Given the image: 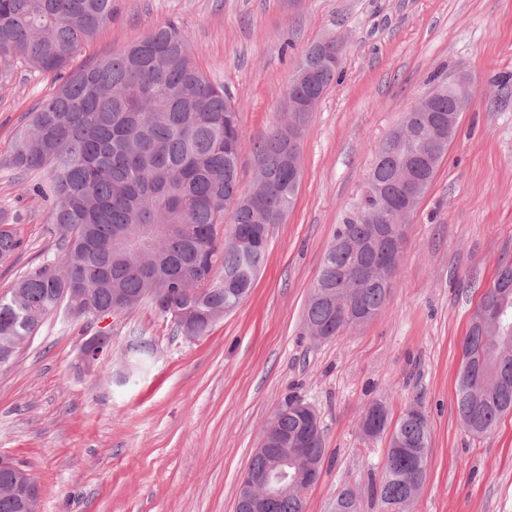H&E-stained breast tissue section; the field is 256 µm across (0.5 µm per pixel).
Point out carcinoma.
Returning <instances> with one entry per match:
<instances>
[{"label":"carcinoma","mask_w":512,"mask_h":512,"mask_svg":"<svg viewBox=\"0 0 512 512\" xmlns=\"http://www.w3.org/2000/svg\"><path fill=\"white\" fill-rule=\"evenodd\" d=\"M114 0H0V62L21 61L61 79L57 90L29 113L17 134L7 166L27 179L46 174L32 192L50 202L47 223L55 226L57 253L23 275L10 295L0 297V347L11 336H30L50 315L66 288L84 290L88 304L73 310L78 319L115 306L119 316L145 299L164 294L187 321L175 328L200 338L218 321L229 301L244 300L265 261L262 223H278L293 207L300 178L288 171V126L263 133L253 150L264 166L265 214L238 196L243 150L231 96L199 68L191 37L169 23L84 67L63 75L68 61L112 20ZM435 112H408L405 123L432 131L385 140L365 181L356 211L336 228L325 251L305 309L304 326L332 339L349 325L336 318L333 300L356 303L376 314L392 284L368 282L356 273L364 261L386 257L390 239L379 225L396 227L393 212L404 207V191L393 180L396 164L408 166L429 184L458 130L448 127L452 89H434ZM229 232L219 236L220 227ZM364 247L352 251L342 238ZM20 242L0 214V263ZM457 406L464 428L476 435L512 414V294L502 326L469 328L462 343ZM128 372L152 354L151 344H127ZM301 399L290 396L270 421L273 433L288 438L305 431ZM375 418L376 435L390 433L381 481L374 487L388 508L415 498V483L426 479L430 428L425 415L406 411L389 427L387 411L373 402L361 423ZM325 448L317 438L298 469L322 466ZM335 512H359L358 497L344 489ZM304 494L290 492L264 512H304Z\"/></svg>","instance_id":"obj_1"}]
</instances>
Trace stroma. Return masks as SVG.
<instances>
[{"instance_id":"1","label":"stroma","mask_w":512,"mask_h":512,"mask_svg":"<svg viewBox=\"0 0 512 512\" xmlns=\"http://www.w3.org/2000/svg\"><path fill=\"white\" fill-rule=\"evenodd\" d=\"M114 9L74 66L176 22L239 110L246 189L258 167L251 143L283 120L297 57L332 37L341 65L305 130L295 204L272 228L249 296L207 336L185 339L147 302L113 317L111 366L131 335L154 345L148 371L121 386L106 371L75 372L90 330L61 310L0 366V456L37 477L40 512H235L240 475L291 395L315 408L325 445L305 512H333L346 487L361 512H382L371 484L388 439L359 428L375 401L390 420L418 406L430 423L427 477L403 512H512V414L477 437L456 403L461 341L496 270L512 263V0H115ZM459 73L469 106L406 223L389 297L369 322L315 339L304 328L310 289L380 145L418 98ZM57 87L19 64L0 77V211L21 242L0 264V296L55 245L46 203L3 161Z\"/></svg>"}]
</instances>
